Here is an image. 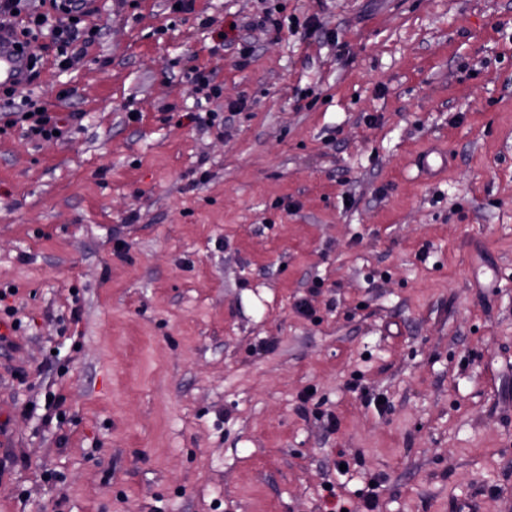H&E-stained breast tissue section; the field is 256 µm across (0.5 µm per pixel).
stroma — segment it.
Listing matches in <instances>:
<instances>
[{
    "label": "stroma",
    "mask_w": 512,
    "mask_h": 512,
    "mask_svg": "<svg viewBox=\"0 0 512 512\" xmlns=\"http://www.w3.org/2000/svg\"><path fill=\"white\" fill-rule=\"evenodd\" d=\"M172 4L0 129V512H512V0ZM24 106L13 112H1L4 115L5 123L16 125L18 123H26L27 130L30 134L45 139H58L63 135V127L65 121L60 118L56 113L47 112V108L42 105L38 100H28ZM42 109V113H39ZM30 114V117H27ZM53 131H58L59 135H53Z\"/></svg>",
    "instance_id": "obj_1"
}]
</instances>
